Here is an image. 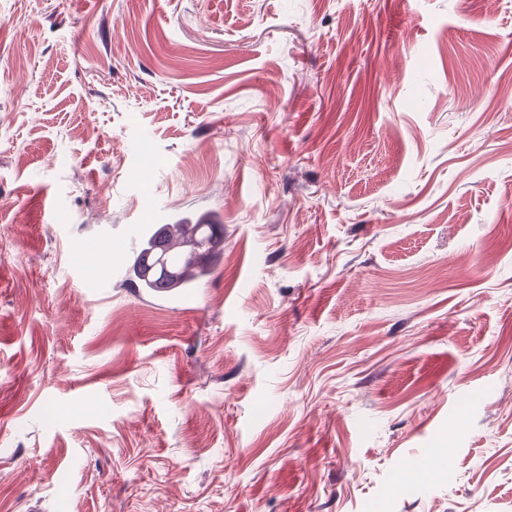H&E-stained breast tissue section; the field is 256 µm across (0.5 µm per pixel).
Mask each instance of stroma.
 Here are the masks:
<instances>
[{"label":"stroma","instance_id":"35a3bbf8","mask_svg":"<svg viewBox=\"0 0 512 512\" xmlns=\"http://www.w3.org/2000/svg\"><path fill=\"white\" fill-rule=\"evenodd\" d=\"M508 238L512 0H0V512H512ZM183 233L187 234L190 241L193 237H199L202 233L208 237V245L205 248L206 252H210L212 248L216 247L221 242L224 244V226L223 224H216L212 220L207 222H199V224H179ZM195 233V234H194ZM159 229H162V227L155 230L151 241L148 243H142L137 249H135V251H133L126 273L128 278L134 281L138 288H145V290L150 293H152V290L148 288H155L157 295L169 298H181L184 294L174 293L171 287L196 288V286L205 278L207 272L212 268L217 251H214L211 255L203 259L192 256L190 258L191 270L206 271V273L196 277L189 276L186 272L188 262L165 249H162L160 252H154L153 248L156 246L157 236H161L163 230L164 236L168 233L167 228L160 231ZM157 254L165 255V258L177 267V275L175 277L164 279L157 276L153 271H148L149 265L152 264L153 258ZM147 257L149 258V265Z\"/></svg>","mask_w":512,"mask_h":512}]
</instances>
